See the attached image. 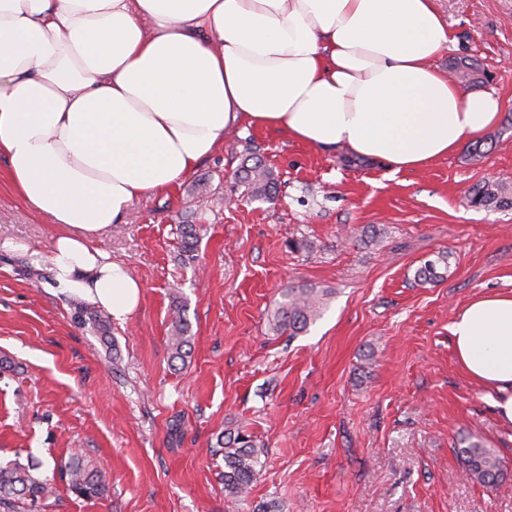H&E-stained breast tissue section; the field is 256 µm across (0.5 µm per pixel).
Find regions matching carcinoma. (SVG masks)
Segmentation results:
<instances>
[{
  "mask_svg": "<svg viewBox=\"0 0 512 512\" xmlns=\"http://www.w3.org/2000/svg\"><path fill=\"white\" fill-rule=\"evenodd\" d=\"M236 183L244 186L255 199L271 200L278 188V179L273 171L254 156L242 162L236 174ZM466 200L474 207L495 205L509 209L512 208V188L494 182L479 184L467 192ZM179 233L180 260L185 263L195 261L200 241L199 228L194 224H181ZM445 260L444 256L439 258L441 262ZM437 262L428 261L418 268L415 280L420 284H433L442 280L444 274L437 270ZM328 295V289L312 285L283 289L282 300L268 319L270 329L280 334L287 332L291 336L306 330L320 317ZM74 315L78 321L92 324L102 340L109 339L110 327L96 311L78 303L74 307ZM189 330L185 309L177 303L174 305L169 338L172 359L184 362L190 357ZM217 443L224 448V491L230 497L241 498L257 479V466L260 464L263 446L243 431L229 436L223 434L218 437ZM457 454L466 478L491 491L503 482L502 460L494 449L486 447L480 440L471 436L465 438ZM38 469L37 465L20 462L0 468L1 508L12 512L19 503L33 505L48 495V480L37 473ZM60 471L68 477L71 491L80 497L98 498L107 491L109 482L106 475L82 455H72L60 466Z\"/></svg>",
  "mask_w": 512,
  "mask_h": 512,
  "instance_id": "carcinoma-1",
  "label": "carcinoma"
}]
</instances>
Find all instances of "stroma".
<instances>
[{"instance_id":"stroma-1","label":"stroma","mask_w":512,"mask_h":512,"mask_svg":"<svg viewBox=\"0 0 512 512\" xmlns=\"http://www.w3.org/2000/svg\"><path fill=\"white\" fill-rule=\"evenodd\" d=\"M435 6L453 38L435 65L474 60L501 98L483 159L462 150L395 173L241 125L101 235L142 285L110 346L75 321V297L51 291L47 268L0 250V358L12 363L0 369V465L42 462L53 493L33 512H512V429L449 331L474 297L512 291V209L465 199L484 182L512 186V0ZM248 154L277 175L276 198L236 185ZM181 224L202 228L186 265ZM54 233L0 179V242L46 253ZM294 238L312 250H291ZM441 256L445 279L418 284ZM305 284L331 291L321 317L296 336L271 331L281 290ZM177 301L192 336L184 363L168 342ZM236 429L264 446L241 499L225 495L214 451ZM470 434L503 461L498 490L463 477L456 447ZM76 453L108 476L102 497H77L62 478Z\"/></svg>"}]
</instances>
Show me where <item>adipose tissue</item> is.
Listing matches in <instances>:
<instances>
[{"label":"adipose tissue","mask_w":512,"mask_h":512,"mask_svg":"<svg viewBox=\"0 0 512 512\" xmlns=\"http://www.w3.org/2000/svg\"><path fill=\"white\" fill-rule=\"evenodd\" d=\"M450 41L434 0H0V158L57 229L29 258L121 321L141 284L95 236L228 130L282 128L395 172L457 152L501 102L436 68ZM450 332L512 427V292L473 298Z\"/></svg>","instance_id":"adipose-tissue-1"}]
</instances>
